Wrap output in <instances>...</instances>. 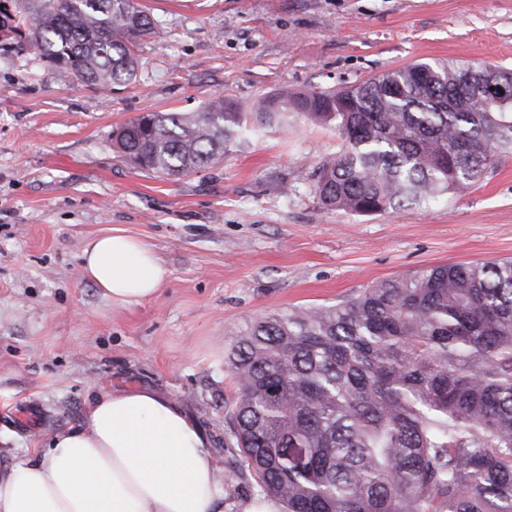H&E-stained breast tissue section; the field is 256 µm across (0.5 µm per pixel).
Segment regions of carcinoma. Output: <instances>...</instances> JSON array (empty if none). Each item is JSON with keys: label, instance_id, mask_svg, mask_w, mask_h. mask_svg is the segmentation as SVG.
I'll list each match as a JSON object with an SVG mask.
<instances>
[{"label": "carcinoma", "instance_id": "carcinoma-1", "mask_svg": "<svg viewBox=\"0 0 512 512\" xmlns=\"http://www.w3.org/2000/svg\"><path fill=\"white\" fill-rule=\"evenodd\" d=\"M159 24L135 0H32L0 10L51 75L131 82ZM512 70L417 62L338 91L279 90L243 110L218 94L193 112H147L112 133L135 168L170 179L293 116L342 140L314 190L361 216L435 202L512 154ZM224 365L233 475L286 512H512V261L420 268L330 306L251 322Z\"/></svg>", "mask_w": 512, "mask_h": 512}]
</instances>
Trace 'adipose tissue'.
<instances>
[{"mask_svg": "<svg viewBox=\"0 0 512 512\" xmlns=\"http://www.w3.org/2000/svg\"><path fill=\"white\" fill-rule=\"evenodd\" d=\"M82 272L114 304L158 293L169 270L125 234L91 240ZM223 465L172 399L147 388L101 391L81 426L0 468V512H224Z\"/></svg>", "mask_w": 512, "mask_h": 512, "instance_id": "1", "label": "adipose tissue"}]
</instances>
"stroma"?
Masks as SVG:
<instances>
[{"mask_svg":"<svg viewBox=\"0 0 512 512\" xmlns=\"http://www.w3.org/2000/svg\"><path fill=\"white\" fill-rule=\"evenodd\" d=\"M163 31L131 83L99 91L0 43V467L80 427L102 389L177 401L232 469L238 386L224 354L250 321L339 303L422 267L512 260V156L448 200L359 216L312 173L340 139L296 118L178 180L134 168L112 132L214 95L250 107L418 61L512 68V0H139ZM150 245L170 275L117 306L80 268L95 236Z\"/></svg>","mask_w":512,"mask_h":512,"instance_id":"35a3bbf8","label":"stroma"}]
</instances>
